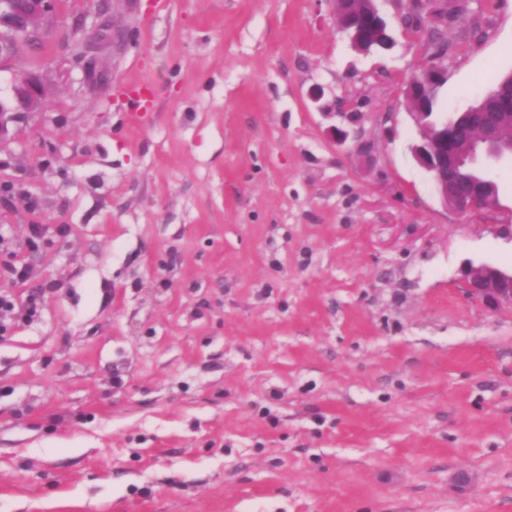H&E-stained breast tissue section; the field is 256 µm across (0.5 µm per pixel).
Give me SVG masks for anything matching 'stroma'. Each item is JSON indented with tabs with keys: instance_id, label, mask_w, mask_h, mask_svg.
Wrapping results in <instances>:
<instances>
[{
	"instance_id": "1",
	"label": "stroma",
	"mask_w": 512,
	"mask_h": 512,
	"mask_svg": "<svg viewBox=\"0 0 512 512\" xmlns=\"http://www.w3.org/2000/svg\"><path fill=\"white\" fill-rule=\"evenodd\" d=\"M462 3L456 108L512 74V0ZM377 5L358 53L333 0H61L0 136V512H512V306L466 293L512 271V164L444 206ZM119 17L112 15L103 21L95 24L90 30L81 29L82 37L74 43V47L88 57L89 63L83 68L87 78L95 81H101L103 74L98 70L97 57L98 54L112 46V55L116 49H120L125 42L126 32L118 25ZM78 50L75 52L73 61L76 64L84 65L85 56ZM44 86L29 71H21L16 76L10 97L0 98V136L8 122L20 112H34L41 104ZM467 291L489 308L495 309L502 303L512 306V272L507 274L492 266L472 269Z\"/></svg>"
}]
</instances>
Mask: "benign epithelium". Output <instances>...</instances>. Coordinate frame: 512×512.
I'll return each mask as SVG.
<instances>
[{
  "label": "benign epithelium",
  "instance_id": "obj_1",
  "mask_svg": "<svg viewBox=\"0 0 512 512\" xmlns=\"http://www.w3.org/2000/svg\"><path fill=\"white\" fill-rule=\"evenodd\" d=\"M347 5L346 17L354 14L353 4L360 5V25L345 30L350 46L365 52L377 42L373 32L385 24L376 6V0H337ZM59 0H0V63L13 62L25 50L40 48L49 36V21L56 13ZM404 18L416 23L423 34V45L429 46L435 20L433 11L421 0H410ZM126 32L112 16L83 31L74 46L88 57L84 67L87 78L103 79L98 70V54L107 48L114 50L124 45ZM44 86L29 71L16 76L10 97L0 98V135L8 122L21 112H33L41 104ZM498 112H472L473 126L479 130L477 143L471 149L460 148L456 127L440 125L429 119L426 112H415L416 124L427 129L415 157L428 171L442 201L458 212L487 209L495 205L496 196L487 194L493 186V172L499 162L512 158V97L503 98ZM467 291L487 307L495 309L503 303L512 305V273L507 274L492 266H481L470 271Z\"/></svg>",
  "mask_w": 512,
  "mask_h": 512
}]
</instances>
